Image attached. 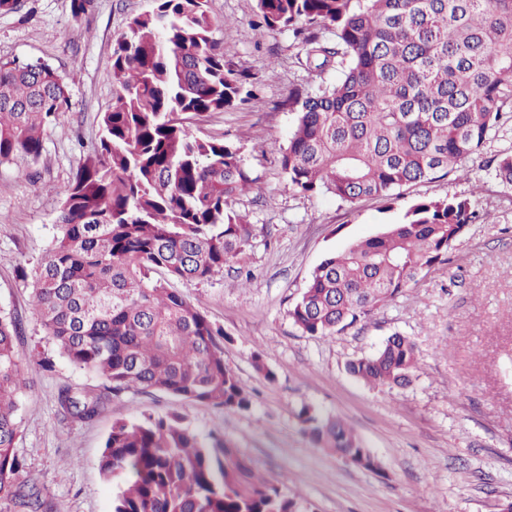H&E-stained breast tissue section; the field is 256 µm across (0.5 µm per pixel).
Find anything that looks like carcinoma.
Instances as JSON below:
<instances>
[{
    "label": "carcinoma",
    "instance_id": "1",
    "mask_svg": "<svg viewBox=\"0 0 512 512\" xmlns=\"http://www.w3.org/2000/svg\"><path fill=\"white\" fill-rule=\"evenodd\" d=\"M261 24L302 35L306 61L336 80L294 92L296 123L281 150L288 185L349 204L397 200L449 175L512 121V0H257ZM204 0H154L112 42L111 107L78 167L58 217L60 234L31 281L32 312L62 354L107 383L58 393L62 411L92 420L109 395L160 391L226 411L252 405L224 362V330L165 280L204 282L249 244L236 201L261 187L242 147L203 138L182 115L247 102L249 78L213 37ZM63 76L39 60L0 58V164L25 171L44 134L69 111ZM493 174L512 188V151ZM479 218L470 196L414 202L403 221L331 254L288 311L310 336H332L402 292ZM20 323L0 314V512H55L22 476L15 452L29 389ZM347 371L373 386L406 387L417 348L394 334ZM318 447L367 470L376 458L347 423L301 411ZM112 512H296L224 438H200L178 416L144 412L112 425L99 458Z\"/></svg>",
    "mask_w": 512,
    "mask_h": 512
}]
</instances>
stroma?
Returning a JSON list of instances; mask_svg holds the SVG:
<instances>
[{
	"label": "stroma",
	"instance_id": "1",
	"mask_svg": "<svg viewBox=\"0 0 512 512\" xmlns=\"http://www.w3.org/2000/svg\"><path fill=\"white\" fill-rule=\"evenodd\" d=\"M152 7L153 0H95L78 19L70 0H23L20 10L0 14V57L48 63L71 100L29 173L0 164V313L22 320L19 348L29 357L31 388L16 448L26 472L61 512H112V483L98 465L104 441L115 422L147 411L181 416L193 433L224 437L296 497L298 512H501L512 502V189L494 178L492 160L512 148V131L458 171L419 183L391 204L296 193L280 167L295 122L288 95L316 78L294 31L257 26V0H208L214 36L233 47L231 64L249 77L251 99L189 119L200 136L243 147L262 193L236 207L249 213L254 236L209 281L175 285L223 327L224 361L252 405L226 411L169 393L128 391L92 421L64 415L59 389L99 392L103 382L72 364L36 323L23 275L52 247L72 176L99 139L100 117L115 94L112 41ZM476 185L484 218L455 242L446 263L335 335L310 336L293 324L288 311L323 259L398 222L417 199L466 196ZM395 333L418 348L412 385L374 387L347 372V361L374 354ZM258 357L273 379L256 370ZM305 407L346 422L379 470L314 447L298 418Z\"/></svg>",
	"mask_w": 512,
	"mask_h": 512
}]
</instances>
